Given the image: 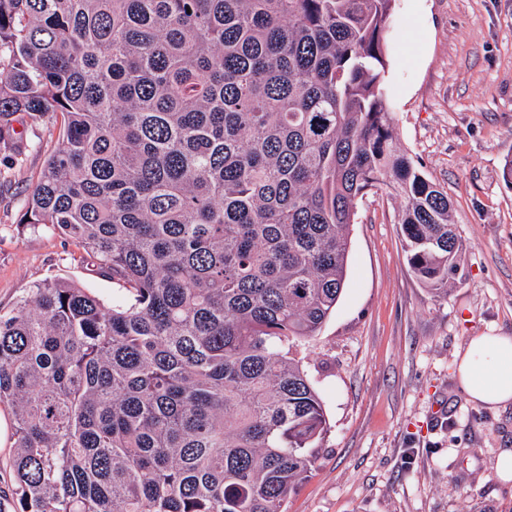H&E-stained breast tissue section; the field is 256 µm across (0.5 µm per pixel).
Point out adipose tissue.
<instances>
[{
    "instance_id": "adipose-tissue-1",
    "label": "adipose tissue",
    "mask_w": 512,
    "mask_h": 512,
    "mask_svg": "<svg viewBox=\"0 0 512 512\" xmlns=\"http://www.w3.org/2000/svg\"><path fill=\"white\" fill-rule=\"evenodd\" d=\"M458 386L484 407L512 402V336H474L457 365Z\"/></svg>"
}]
</instances>
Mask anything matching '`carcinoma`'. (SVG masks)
<instances>
[{
  "mask_svg": "<svg viewBox=\"0 0 512 512\" xmlns=\"http://www.w3.org/2000/svg\"><path fill=\"white\" fill-rule=\"evenodd\" d=\"M394 2L0 0V144L19 112L60 120L19 223L121 293L51 279L0 308L14 512H284L328 430L296 347L370 193L448 296V195L389 112Z\"/></svg>",
  "mask_w": 512,
  "mask_h": 512,
  "instance_id": "1",
  "label": "carcinoma"
}]
</instances>
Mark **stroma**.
<instances>
[{
  "mask_svg": "<svg viewBox=\"0 0 512 512\" xmlns=\"http://www.w3.org/2000/svg\"><path fill=\"white\" fill-rule=\"evenodd\" d=\"M385 51L395 135L448 195L463 276L437 297L407 263L400 202L359 201L341 298L300 348L328 433L285 510L512 512V480L496 476L512 404L476 405L456 385L470 337L512 336V0H396ZM13 126L21 156L0 151V308L46 278L111 304V276L80 247L20 225L59 126L49 114Z\"/></svg>",
  "mask_w": 512,
  "mask_h": 512,
  "instance_id": "stroma-1",
  "label": "stroma"
}]
</instances>
